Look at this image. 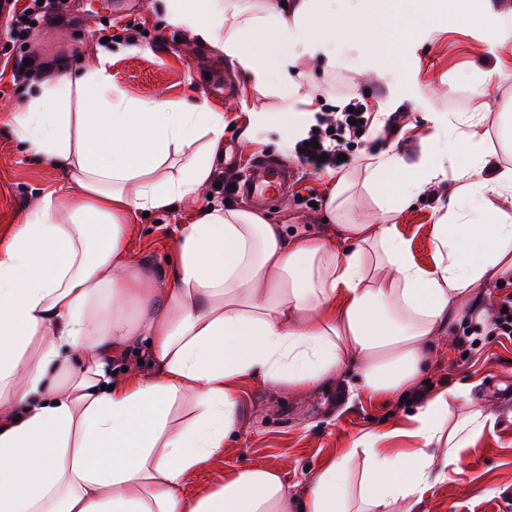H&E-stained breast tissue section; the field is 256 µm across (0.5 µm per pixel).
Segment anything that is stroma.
I'll return each mask as SVG.
<instances>
[{
  "label": "stroma",
  "mask_w": 512,
  "mask_h": 512,
  "mask_svg": "<svg viewBox=\"0 0 512 512\" xmlns=\"http://www.w3.org/2000/svg\"><path fill=\"white\" fill-rule=\"evenodd\" d=\"M31 5L38 8L39 22L21 35L9 36V26L17 25ZM183 35V30L169 24L163 0H16L11 12H0L1 235L29 202L57 189L63 180L49 162L25 152L16 142L5 113L15 111L25 93L33 90L41 66L63 63L79 69L95 63L101 53L109 56L113 83L128 96L204 99L224 115V154L212 175L216 189L177 210L137 217L128 237L131 257L161 271L174 253L179 226L188 223L197 206H244L240 193H225L218 183L242 181L248 159L257 155L298 170L288 193L264 208L269 222L281 225L289 238L332 235L334 225L327 217L335 173H317L300 165L292 147L283 146L274 130L265 131L255 144L244 143L240 136L251 113H265L275 122L284 110L304 111V102L269 93L252 82L235 60L211 45L184 40ZM505 42L512 44V29L506 26L491 20L473 24L451 19L418 29L409 43L392 45L378 74L358 48L333 69L298 65L300 82L316 98L315 111L338 112L356 99L382 116L351 144L353 160L340 172L350 182L345 194L350 222L384 223V214L364 186L362 159L381 150L417 158L420 138L430 128L426 115L469 112L475 101H483L486 115L477 132L485 138L493 162L512 166V147L500 134L501 113H512V54L502 51ZM22 59L30 60L31 66L15 74L14 66ZM455 184L451 178L426 190L422 200L395 219L420 264L428 266L435 259V226L448 204V189ZM466 333L470 343L463 347L455 334L437 337L426 382L418 390L471 383L469 401L449 402V418L473 411L491 416L494 423L477 438L464 474L436 483L412 512H512V335L496 336L473 325ZM351 379L347 373L337 383L310 392L259 379L244 382L235 436L192 479L187 493L215 486L226 470L253 463L280 470L289 490L298 494L312 471L350 447L354 437L387 425H408L415 404L397 399L385 404L347 401L345 389Z\"/></svg>",
  "instance_id": "35a3bbf8"
}]
</instances>
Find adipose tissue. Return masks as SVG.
Wrapping results in <instances>:
<instances>
[{"instance_id": "ef3b65f1", "label": "adipose tissue", "mask_w": 512, "mask_h": 512, "mask_svg": "<svg viewBox=\"0 0 512 512\" xmlns=\"http://www.w3.org/2000/svg\"><path fill=\"white\" fill-rule=\"evenodd\" d=\"M168 21L234 58L257 84L303 95L299 60L341 61L330 14L344 0H167ZM362 0L343 13L381 69L389 42L422 17L448 14L425 0ZM265 39L267 54L251 51ZM78 97L80 111L62 106ZM480 112L450 118L456 143L423 138L418 161L369 155L365 186L397 214L446 180L456 145L464 196L436 230L433 265H419L394 224H340L332 238L286 239L280 225L244 209L199 210L179 229L161 273L131 258L126 238L144 213L198 199L224 146V115L207 101L129 98L105 65L42 75L8 123L27 151L61 169L57 192L27 206L0 239V512H396L418 503L463 460L488 417L448 421V400L469 385L423 395L409 427L355 438L291 495L279 471L244 464L219 486L188 495L189 480L222 453L238 427L236 383L260 379L312 390L354 368L349 399L414 394L441 333L481 316L479 293L512 278V222L495 198L512 195V168L485 177ZM176 174L164 173L167 162ZM398 176L396 189L382 183ZM140 353L153 371L113 381L115 361ZM412 448H388L395 438Z\"/></svg>"}]
</instances>
